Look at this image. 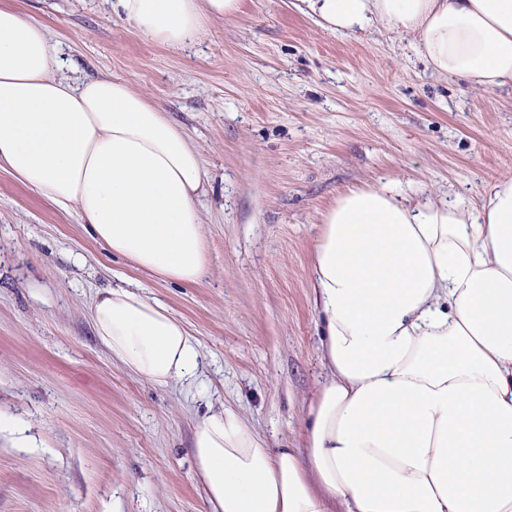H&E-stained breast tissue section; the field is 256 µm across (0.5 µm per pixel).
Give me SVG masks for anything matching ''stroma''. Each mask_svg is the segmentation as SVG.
<instances>
[{
  "mask_svg": "<svg viewBox=\"0 0 512 512\" xmlns=\"http://www.w3.org/2000/svg\"><path fill=\"white\" fill-rule=\"evenodd\" d=\"M48 31L65 75L161 104L210 182L208 272L137 270L0 167V512H207L189 453L209 409L299 446L327 377L312 283L320 216L350 188L476 204L512 173V88L432 75L410 38L341 35L290 0H244L183 50L104 0H0ZM138 282L197 340L199 381L159 387L95 336L97 290Z\"/></svg>",
  "mask_w": 512,
  "mask_h": 512,
  "instance_id": "1",
  "label": "stroma"
}]
</instances>
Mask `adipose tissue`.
I'll return each mask as SVG.
<instances>
[{
  "mask_svg": "<svg viewBox=\"0 0 512 512\" xmlns=\"http://www.w3.org/2000/svg\"><path fill=\"white\" fill-rule=\"evenodd\" d=\"M170 48L243 0H110ZM330 31L409 37L432 74L512 87V0H298ZM45 28L0 8V164L74 210L112 254L180 283L207 272L199 152L122 79L53 76ZM312 281L328 370L303 445L269 448L220 409L190 455L208 512H512V175L479 205L354 188L321 216ZM99 341L160 387L191 379L195 339L158 301L99 289Z\"/></svg>",
  "mask_w": 512,
  "mask_h": 512,
  "instance_id": "1",
  "label": "adipose tissue"
}]
</instances>
